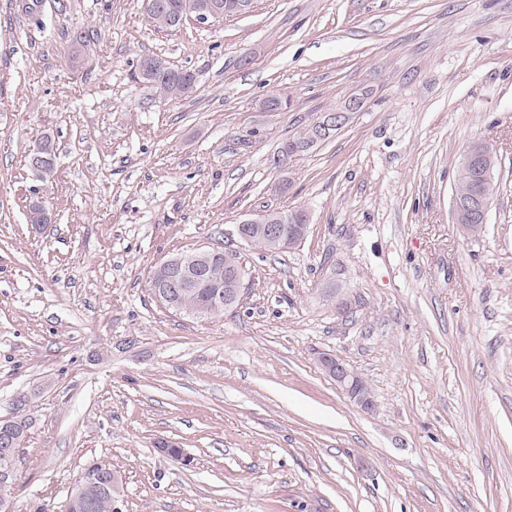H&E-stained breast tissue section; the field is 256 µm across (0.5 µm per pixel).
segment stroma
Returning a JSON list of instances; mask_svg holds the SVG:
<instances>
[{"label": "stroma", "mask_w": 512, "mask_h": 512, "mask_svg": "<svg viewBox=\"0 0 512 512\" xmlns=\"http://www.w3.org/2000/svg\"><path fill=\"white\" fill-rule=\"evenodd\" d=\"M143 56L194 73L189 96L135 79ZM271 94L287 109L260 111ZM353 97L333 137L272 165ZM47 134L43 181L26 155ZM477 141L499 190L470 233L452 193ZM267 209L308 214L300 245L233 240ZM216 243L241 257L240 304H158L154 267ZM17 414L13 512H58L91 460L122 512H512V0H254L172 32L142 0H0V418ZM321 365L351 399L356 401L363 409H372L373 401L370 394L359 381V377L345 363L326 356L321 359Z\"/></svg>", "instance_id": "stroma-1"}]
</instances>
